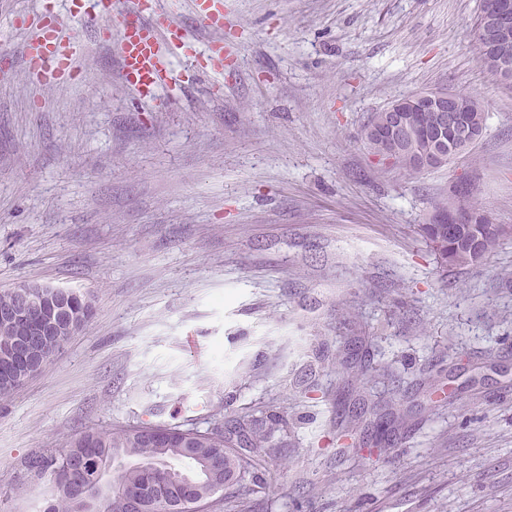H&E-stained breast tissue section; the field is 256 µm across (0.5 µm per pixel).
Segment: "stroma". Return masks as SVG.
I'll return each instance as SVG.
<instances>
[{
	"mask_svg": "<svg viewBox=\"0 0 512 512\" xmlns=\"http://www.w3.org/2000/svg\"><path fill=\"white\" fill-rule=\"evenodd\" d=\"M482 0H224V50L187 0L170 85L119 78V33L69 0H0V291L93 301L86 327L0 399V512H41L26 457L142 423L226 429L259 408L281 454L247 512H512V236L440 269L419 232L458 181L512 227V88L476 55ZM55 13L88 79L32 80L14 24ZM423 89L481 99L474 149L419 174L375 162L370 113ZM361 337L375 378L340 387ZM361 416L368 460L328 435Z\"/></svg>",
	"mask_w": 512,
	"mask_h": 512,
	"instance_id": "obj_1",
	"label": "stroma"
}]
</instances>
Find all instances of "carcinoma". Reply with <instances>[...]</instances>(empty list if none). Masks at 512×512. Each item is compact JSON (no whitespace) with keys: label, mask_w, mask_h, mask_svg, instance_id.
<instances>
[{"label":"carcinoma","mask_w":512,"mask_h":512,"mask_svg":"<svg viewBox=\"0 0 512 512\" xmlns=\"http://www.w3.org/2000/svg\"><path fill=\"white\" fill-rule=\"evenodd\" d=\"M476 25L482 28L476 37L479 63L496 73L495 45L499 33L486 8L477 16ZM467 111L459 113V122L481 136L485 129L486 113L482 103L470 95L464 96ZM438 114L416 112L407 120L406 130L394 126L393 113L373 112L361 130V139L374 155L390 154L396 157L399 168L417 173L428 168L448 164L451 155L469 153L474 143L457 139L448 142L427 138L424 130H437ZM450 200L438 203L428 220L420 225L423 237L429 243L436 262L441 266H469L477 258H485L509 237V229L491 222L484 210L469 206V220L464 224H439L436 213L448 209ZM76 327L84 328L91 320L94 306L82 297L69 305ZM36 333V327L26 318H18L8 327L0 328V397L11 395L18 367L13 358L16 346L24 338ZM336 372L350 381L361 382L373 377L377 368L356 357L355 349L344 347L336 353ZM287 422L276 414L263 419L250 414L236 420L229 436L214 430L208 432L184 424L167 425L165 429L180 434L171 448H154L142 441V432L154 428L152 424L85 430L72 438L68 445L50 455L34 454L27 457L24 468L36 477L52 482V491L46 499L44 512H126L127 494L142 492V512H184L185 480L177 472H186L180 462L187 460L195 470L194 495L212 504L211 497L224 491V474L239 473L240 478L254 476V457L270 454L278 448L273 443L276 434L284 431ZM230 456L223 457V449ZM119 457L134 458L151 465L166 466L175 473H149L141 467L124 470L116 481L125 489L120 494L112 486L103 485V476L113 469Z\"/></svg>","instance_id":"1"}]
</instances>
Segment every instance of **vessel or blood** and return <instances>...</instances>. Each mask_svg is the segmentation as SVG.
Wrapping results in <instances>:
<instances>
[{
  "mask_svg": "<svg viewBox=\"0 0 512 512\" xmlns=\"http://www.w3.org/2000/svg\"><path fill=\"white\" fill-rule=\"evenodd\" d=\"M191 10L197 20L214 32H221L219 18L224 11L223 0H191ZM124 27L119 44L121 76L141 96H152L167 78L165 52L180 49L185 37L179 25L161 24L147 13L145 0H135L134 8L121 11ZM62 21L42 25L24 46L30 74L43 84L60 85L79 73L84 47L66 39Z\"/></svg>",
  "mask_w": 512,
  "mask_h": 512,
  "instance_id": "1",
  "label": "vessel or blood"
}]
</instances>
